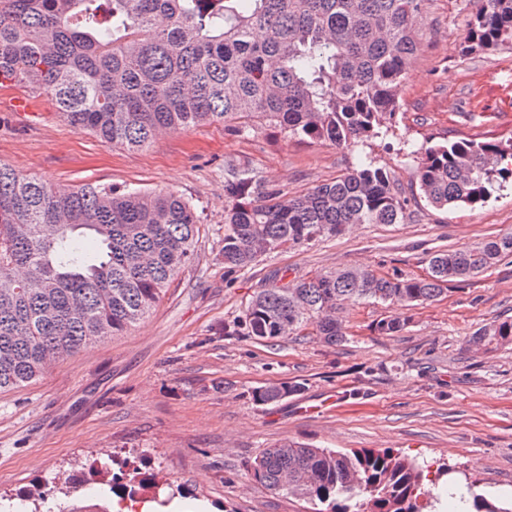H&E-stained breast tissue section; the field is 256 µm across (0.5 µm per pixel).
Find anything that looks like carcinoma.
Wrapping results in <instances>:
<instances>
[{
  "label": "carcinoma",
  "instance_id": "carcinoma-1",
  "mask_svg": "<svg viewBox=\"0 0 512 512\" xmlns=\"http://www.w3.org/2000/svg\"><path fill=\"white\" fill-rule=\"evenodd\" d=\"M429 0H0V69L43 94L60 116L129 151L175 127L222 125L243 135L273 127L290 138L353 148L396 126L393 90L414 52L413 21ZM466 50L512 45V0H477ZM512 179V138L421 147L418 186L432 207L483 205ZM228 273L266 254L344 232L400 224L407 200L390 170L370 161L293 199L244 166L224 168ZM194 206L173 192L84 184L60 192L0 163V392L49 365L125 333L148 317L188 266L199 239ZM96 252L84 255V241ZM512 256V233L429 259L425 277L346 266L274 282L252 297L226 336L272 342L311 330L347 340V303H430ZM399 314L374 327L402 332ZM470 346L512 345V319L484 323ZM304 389L285 381L253 392L274 404ZM256 482L312 512H425L439 494L423 466L392 449L349 452L290 442L260 452ZM154 476L112 474L128 496ZM461 512H512V501L465 481Z\"/></svg>",
  "mask_w": 512,
  "mask_h": 512
}]
</instances>
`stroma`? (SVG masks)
I'll return each mask as SVG.
<instances>
[{"instance_id":"1","label":"stroma","mask_w":512,"mask_h":512,"mask_svg":"<svg viewBox=\"0 0 512 512\" xmlns=\"http://www.w3.org/2000/svg\"><path fill=\"white\" fill-rule=\"evenodd\" d=\"M474 9V0H431L395 91L394 133L350 150L259 125L243 137L202 125L134 153L76 131L49 104L34 115L0 110V162L20 175L60 191L172 190L191 201L201 224L195 260L150 316L0 393V512H31L25 492L34 487L52 512L76 504L108 512L110 478L90 479L68 497L52 482L115 454L155 475L140 493L147 500L172 501L181 486L199 512H308L306 502L250 474L263 449L289 441L392 448L512 493V345L467 346L483 323L512 316V257L416 306L393 336L374 330L394 313L377 303L348 306V339L333 347L311 336L267 343L222 331L273 279L344 266L423 277L437 251L512 233L511 184L484 205L448 211L419 195L416 152L426 142L512 138V46L465 51ZM369 160L392 172L408 201L404 223L357 224L225 273V165L245 166L293 198ZM293 380L303 391L278 405L252 399L257 387Z\"/></svg>"}]
</instances>
